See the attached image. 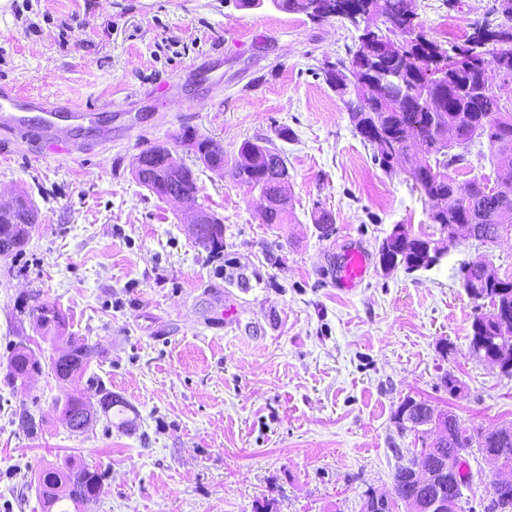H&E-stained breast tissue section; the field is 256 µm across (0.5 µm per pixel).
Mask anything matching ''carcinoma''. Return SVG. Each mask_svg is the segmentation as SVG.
I'll use <instances>...</instances> for the list:
<instances>
[{
	"label": "carcinoma",
	"mask_w": 512,
	"mask_h": 512,
	"mask_svg": "<svg viewBox=\"0 0 512 512\" xmlns=\"http://www.w3.org/2000/svg\"><path fill=\"white\" fill-rule=\"evenodd\" d=\"M493 0L486 16L474 28L494 26L498 17L511 23L512 10L505 2ZM390 41H378L373 52L379 58V77L391 72L399 77V88L389 100L376 101L363 95L351 97L346 88L357 79L352 68L358 43L345 48L333 67L318 68L325 83L343 100L358 135L372 148V158L386 173L396 171L404 163V171L412 174L415 186L429 197L453 200V205L439 212L429 213L432 223L476 224L487 235V242H495V228L499 224H512V200L502 202L482 195V184L487 177L475 176L459 182L456 173L471 167L469 156L472 148L488 142L491 150L489 163L496 178L512 184V107L493 92L475 95L469 85L475 77L469 72L456 73L447 80L438 79L448 49L420 34V42L407 50L408 63L399 67L395 57L388 53ZM441 100L444 111L434 112L431 105ZM181 139L189 142L197 158L210 170H224V158L208 154V139L197 136L190 128L183 129ZM254 159L247 177L239 176L240 163H235L231 175L239 184L252 190L272 188L275 176L287 170L280 153L265 145L246 140L239 148V158ZM132 170L135 179L154 195L163 197L169 187L197 197L199 187L194 171L186 164L178 168L167 165L162 145L143 149L134 159ZM17 207L0 218V251L15 258L24 256L32 232L38 224V212L21 191L16 196ZM196 241L211 253L218 255L224 249V225L219 219L202 225ZM408 261L407 269L429 268L422 262L417 240L407 235L394 242ZM488 296L490 307L512 310V278L492 284ZM42 340L52 341V334L66 330V316L54 303L36 302L28 310ZM470 348L479 357L494 353L495 346L487 343L490 336L498 335L496 316L493 312L476 315L471 325ZM97 357L96 346L77 336L69 337L67 349L60 355H51L41 362L29 345L17 344L7 360L4 382L13 390L25 388L31 378L43 370L50 371L57 379L67 381L84 374ZM112 391L91 380L83 392L67 393L56 399L58 421L72 432L84 430L98 414L112 421ZM454 439L446 451L459 455L477 447L497 453L512 461V440H504L495 431L467 429L454 424ZM105 472L89 468L72 459L54 464L34 478L35 490L43 512H81L89 501L97 498Z\"/></svg>",
	"instance_id": "cac0c4a2"
}]
</instances>
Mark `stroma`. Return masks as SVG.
I'll return each instance as SVG.
<instances>
[{
  "label": "stroma",
  "instance_id": "stroma-1",
  "mask_svg": "<svg viewBox=\"0 0 512 512\" xmlns=\"http://www.w3.org/2000/svg\"><path fill=\"white\" fill-rule=\"evenodd\" d=\"M489 4L412 0L437 42L465 40ZM353 35L341 18L233 0H0V85L92 112L69 155L37 125L0 126V201L23 190L40 214L26 260L0 256V512H41L31 479L70 457L107 473L83 512H360L364 491H391L412 445L394 418L403 400L469 429L512 425V379L471 351L476 307L458 274L480 256L512 276V234L487 248L459 239L430 269L382 268L394 225L438 227L313 73ZM104 98L112 111H97ZM186 127L223 147L228 167L243 141H269L288 167L287 221L263 223L259 191L205 169ZM156 143L195 171L223 253L196 243L185 206L135 180L133 158ZM318 206L329 229L312 220ZM350 246L369 269L344 292L334 279ZM37 299L97 347L88 373L125 416L73 433L53 400L85 379L4 384L15 343L67 347L43 345L24 315Z\"/></svg>",
  "mask_w": 512,
  "mask_h": 512
}]
</instances>
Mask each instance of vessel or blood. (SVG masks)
I'll return each instance as SVG.
<instances>
[{
    "instance_id": "1",
    "label": "vessel or blood",
    "mask_w": 512,
    "mask_h": 512,
    "mask_svg": "<svg viewBox=\"0 0 512 512\" xmlns=\"http://www.w3.org/2000/svg\"><path fill=\"white\" fill-rule=\"evenodd\" d=\"M0 112L5 113L7 126L16 130L28 125L30 113H39V125L43 132L55 138L54 149L58 152L66 150L68 143L65 129L59 126L60 121L67 118L78 121L86 117L82 108L43 95L26 94L10 86L0 87ZM368 269V258L362 249H346L336 271V287L345 292L352 291L364 280Z\"/></svg>"
}]
</instances>
